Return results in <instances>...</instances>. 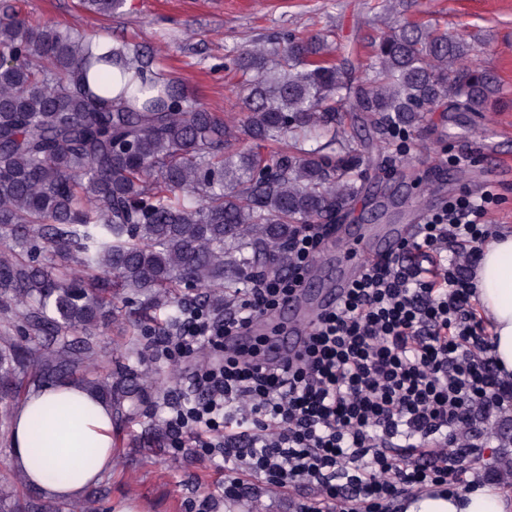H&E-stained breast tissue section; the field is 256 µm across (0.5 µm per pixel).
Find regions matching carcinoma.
Returning a JSON list of instances; mask_svg holds the SVG:
<instances>
[{"mask_svg":"<svg viewBox=\"0 0 512 512\" xmlns=\"http://www.w3.org/2000/svg\"><path fill=\"white\" fill-rule=\"evenodd\" d=\"M125 0H83L117 14ZM77 29L32 28L0 7V397L78 378L120 410L129 386L80 371L97 356L120 289L145 303L178 289L224 292L288 267L302 224H323L363 189L369 159L342 116L360 112L388 138L410 134L442 99L480 115L497 77L465 61L463 35L395 22L374 43L365 80L355 51L288 35L229 57L246 82L244 119L224 121L124 41L90 51ZM0 512H55L0 490Z\"/></svg>","mask_w":512,"mask_h":512,"instance_id":"carcinoma-1","label":"carcinoma"}]
</instances>
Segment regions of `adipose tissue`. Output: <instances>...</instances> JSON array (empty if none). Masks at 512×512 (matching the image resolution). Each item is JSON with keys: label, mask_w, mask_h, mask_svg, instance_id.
Wrapping results in <instances>:
<instances>
[{"label": "adipose tissue", "mask_w": 512, "mask_h": 512, "mask_svg": "<svg viewBox=\"0 0 512 512\" xmlns=\"http://www.w3.org/2000/svg\"><path fill=\"white\" fill-rule=\"evenodd\" d=\"M474 282L494 354L512 374V235L484 246ZM112 423L111 404L81 381L33 389L13 412L12 464L49 497L79 500L112 467ZM406 512H512V496L484 482L453 497L416 498Z\"/></svg>", "instance_id": "adipose-tissue-1"}]
</instances>
